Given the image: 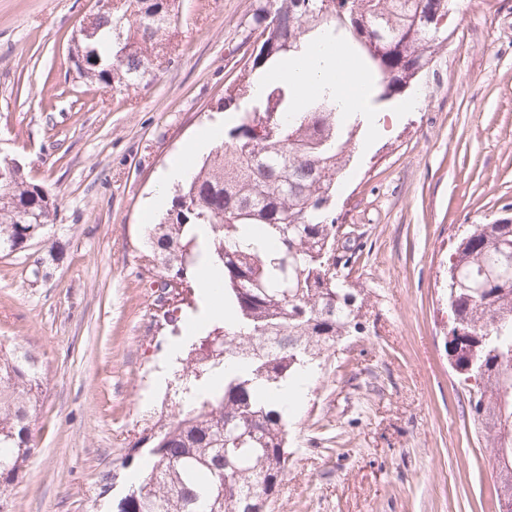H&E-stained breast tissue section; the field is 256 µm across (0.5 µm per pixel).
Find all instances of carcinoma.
Segmentation results:
<instances>
[{"mask_svg":"<svg viewBox=\"0 0 512 512\" xmlns=\"http://www.w3.org/2000/svg\"><path fill=\"white\" fill-rule=\"evenodd\" d=\"M90 20L80 75L120 90L157 77L176 29V0H114ZM455 0H265L254 14L259 51L224 97L238 111L224 140L179 185L175 205L149 244L160 282L183 283L196 266L191 224L211 230L208 253L224 271L232 319L201 336L183 359L181 401L138 439L123 464H148L115 512H261L288 478V428L266 388L293 381L348 336L355 315L336 295V180L351 162L363 120L347 116L324 86L304 103L267 73L312 42L343 44L371 77L372 103L400 94L448 40L441 21ZM48 193L23 175L0 179V253L24 249L51 221ZM41 212L40 224L25 214ZM448 355L472 379L471 423L493 448L496 512L512 503V222L480 224L448 261ZM241 366L228 371V366ZM41 388L37 360L0 346V512L5 491L37 454Z\"/></svg>","mask_w":512,"mask_h":512,"instance_id":"carcinoma-1","label":"carcinoma"}]
</instances>
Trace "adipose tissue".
Segmentation results:
<instances>
[{
    "mask_svg": "<svg viewBox=\"0 0 512 512\" xmlns=\"http://www.w3.org/2000/svg\"><path fill=\"white\" fill-rule=\"evenodd\" d=\"M290 82L295 83L301 94H309L317 85L334 84L339 88L337 97L346 108L357 110L362 106L360 89L363 76L358 67L343 59L337 48L324 46L294 64L286 73ZM224 138V127L215 124L204 129L183 150L182 158L171 162L160 177V190L149 202L148 211L161 210L166 204V187L184 181L191 175L189 157L201 154L219 144ZM223 273L212 265L207 257H200L197 265V285L202 302L199 311L188 321V335L202 332L208 323L223 319L224 306L220 302Z\"/></svg>",
    "mask_w": 512,
    "mask_h": 512,
    "instance_id": "adipose-tissue-1",
    "label": "adipose tissue"
}]
</instances>
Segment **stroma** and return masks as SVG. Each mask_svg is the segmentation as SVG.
I'll list each match as a JSON object with an SVG mask.
<instances>
[{"label": "stroma", "mask_w": 512, "mask_h": 512, "mask_svg": "<svg viewBox=\"0 0 512 512\" xmlns=\"http://www.w3.org/2000/svg\"><path fill=\"white\" fill-rule=\"evenodd\" d=\"M256 0H180L169 64L122 92L69 56L93 0H0V155L55 199L52 224L0 254V345L37 359L39 451L12 512H112L129 448L178 409L155 380L182 322L156 316L146 201L204 128L254 37ZM451 38L360 132L335 217L364 333L308 376L289 416L274 512H495L491 448L448 360V258L512 208V0H458Z\"/></svg>", "instance_id": "obj_1"}]
</instances>
